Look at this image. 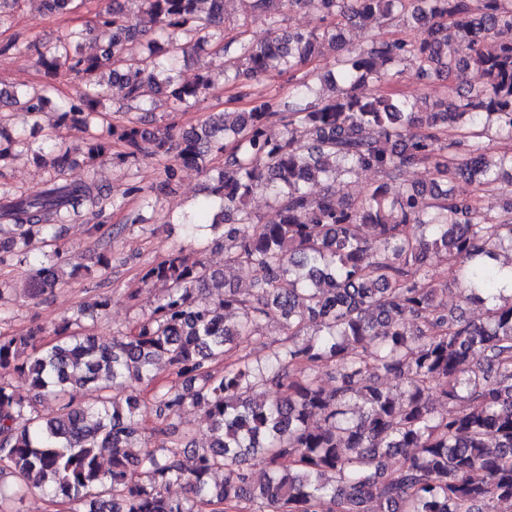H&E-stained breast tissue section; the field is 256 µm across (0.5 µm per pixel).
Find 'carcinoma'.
Segmentation results:
<instances>
[{"mask_svg":"<svg viewBox=\"0 0 512 512\" xmlns=\"http://www.w3.org/2000/svg\"><path fill=\"white\" fill-rule=\"evenodd\" d=\"M48 14L78 17L86 0H41ZM242 21L224 27V0H112L95 19L32 46L3 50L35 55L52 79L77 82L75 94L50 126L90 128L115 101L118 112H182L219 86L249 96L243 80L295 74L330 53L336 74L298 79L288 100L253 99L226 107L203 124L175 133L129 119L107 136L90 134L80 151L93 169L117 158L152 159L162 179L142 194L172 187L181 166L205 175L218 154L229 159L212 177L209 196L182 217L187 232L229 244L224 268L192 263L173 250L142 274L161 284L153 310L108 345L80 327L107 314L102 296L54 327L0 336V512L27 498L47 499L68 512H498L512 504V296L500 295L501 270L512 268V205L491 215L461 179L480 191L505 190L512 151V0H239ZM25 0H0V30L10 29ZM306 8L325 25L283 27L285 12ZM268 20L264 38L252 34L248 10ZM157 27L149 38L135 18ZM421 29L420 41L400 38L346 47L357 25ZM222 56L219 73L188 81L187 54ZM485 82L448 87L446 98L362 95L411 71L422 85L449 80L462 68ZM45 129V91L0 90ZM460 130L464 136L448 138ZM123 151L112 153V145ZM50 163L53 175L31 193H0V264L28 268L26 290L39 297L61 286L59 251L35 254L57 237V226L82 211L117 205L110 187L93 177H64L68 151L34 147L12 136L0 118V170L22 156ZM428 170L427 182L399 177ZM371 171L379 181L362 195L336 201V181ZM314 186L320 193L311 192ZM269 193L275 217L263 223L249 208L256 190ZM448 265V278L466 283V300L485 308L479 321L448 311V289L434 286L428 260ZM256 265L265 277L243 293L227 272ZM212 299L201 305L196 293ZM286 334L264 358L253 356L263 326ZM398 382L364 378L367 359ZM168 367L181 385L158 389L148 425L136 387ZM331 371L330 386L317 373ZM28 379L32 396L8 382ZM95 398L75 402L74 392ZM52 391L53 415L37 407ZM446 409L435 413L430 396ZM188 405L203 410L210 442L196 448L190 431L172 419ZM403 461L388 466L387 459ZM266 463L261 481L246 461ZM224 480L216 483L217 474ZM182 484L189 497L168 488Z\"/></svg>","mask_w":512,"mask_h":512,"instance_id":"cac0c4a2","label":"carcinoma"}]
</instances>
